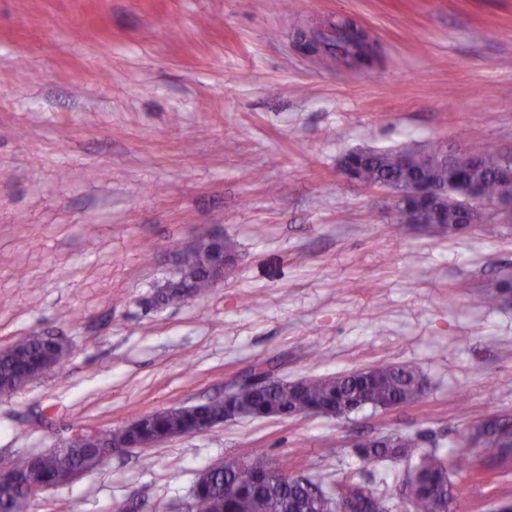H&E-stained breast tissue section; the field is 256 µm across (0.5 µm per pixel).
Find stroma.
I'll use <instances>...</instances> for the list:
<instances>
[{"instance_id":"35a3bbf8","label":"stroma","mask_w":512,"mask_h":512,"mask_svg":"<svg viewBox=\"0 0 512 512\" xmlns=\"http://www.w3.org/2000/svg\"><path fill=\"white\" fill-rule=\"evenodd\" d=\"M380 46L373 67L304 52L321 18ZM512 158V0H0V349L69 347L0 395V458L79 427L223 397L253 370L296 382L407 364L424 396L386 411L238 418L113 453L29 512H185L199 471L259 456L286 475L399 494L420 456L512 419V223L450 235L397 221L352 151ZM234 264L159 302L182 253ZM409 436L370 462L358 442ZM454 512H495L504 476L453 475Z\"/></svg>"}]
</instances>
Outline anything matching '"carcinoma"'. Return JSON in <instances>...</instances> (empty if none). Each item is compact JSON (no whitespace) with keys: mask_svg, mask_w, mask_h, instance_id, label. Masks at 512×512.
<instances>
[{"mask_svg":"<svg viewBox=\"0 0 512 512\" xmlns=\"http://www.w3.org/2000/svg\"><path fill=\"white\" fill-rule=\"evenodd\" d=\"M340 41L351 59L370 66L375 57L360 52L344 30ZM401 152L371 153L359 162L361 181L369 186L381 182L427 179L437 184L451 181L446 163L431 164L419 152L400 159ZM503 158L486 152L465 175L464 186L484 200L512 197V186L497 177ZM222 242L208 243L182 256L179 285L169 287L166 299H180L189 292L195 296L211 286L210 267ZM68 346L37 333L22 337L6 350H0V390L10 393L27 384L32 373H47L66 357ZM425 392L421 374L409 365L381 364L369 369L298 383L276 382L257 388L242 385L235 406L244 417L266 419L317 411L336 417L364 407L388 410L395 405L418 401ZM223 400L165 410L142 416L122 426L88 438L79 448H61L42 454L39 464L25 475V482L42 487L71 483V475L90 460L101 468L111 457L109 450L138 442L162 443L174 434H190L210 426L224 416ZM415 441L408 437L382 436L361 448L363 458L373 462L406 455ZM463 448L451 461L437 452L424 454L403 483L400 503L410 512H437L452 496V470L484 475L474 465L475 458L491 460L512 456V422L496 420L477 433L459 438ZM259 473L262 481L245 476L240 466ZM386 496L360 483L329 484L322 487L308 478L290 477L262 458H247L211 466L201 471L194 484L189 512H393ZM0 512H21L19 490L0 486Z\"/></svg>","mask_w":512,"mask_h":512,"instance_id":"1","label":"carcinoma"}]
</instances>
